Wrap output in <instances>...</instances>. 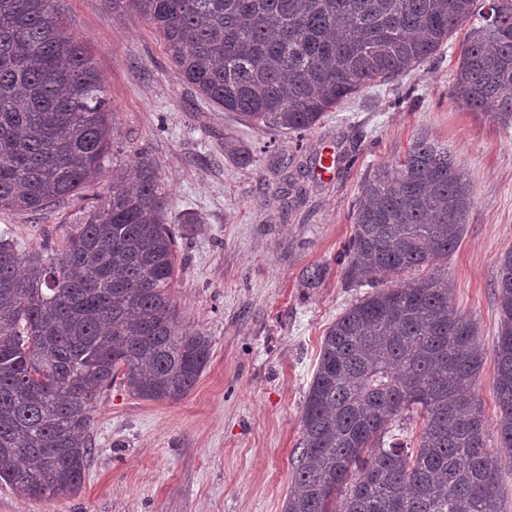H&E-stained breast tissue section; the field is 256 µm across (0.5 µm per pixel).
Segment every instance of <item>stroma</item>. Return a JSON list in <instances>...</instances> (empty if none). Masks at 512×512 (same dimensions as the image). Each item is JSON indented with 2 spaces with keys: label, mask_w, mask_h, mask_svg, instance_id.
I'll list each match as a JSON object with an SVG mask.
<instances>
[{
  "label": "stroma",
  "mask_w": 512,
  "mask_h": 512,
  "mask_svg": "<svg viewBox=\"0 0 512 512\" xmlns=\"http://www.w3.org/2000/svg\"><path fill=\"white\" fill-rule=\"evenodd\" d=\"M69 33L86 47L114 112L112 148L92 184L107 196L154 165L176 219L172 294L187 330L212 338L206 370L176 402H153L113 384L96 404L94 454L81 489L33 501L0 484V512H282L301 437L300 415L327 327L363 289L336 262L350 240L361 182L394 166L420 131L447 145L469 176L474 206L443 267L452 307L472 317L485 352L478 396L488 427L499 313L498 261L512 250V136L449 95L463 31L429 62L368 88L300 135L248 125L176 75L165 43L142 18L108 0H58ZM254 157L243 167L225 140ZM335 151L328 179L320 160ZM303 191L288 195L289 182ZM71 197L31 213L0 210V236L18 252L61 246L84 215ZM192 212L197 223L182 224ZM321 265L323 280L302 271Z\"/></svg>",
  "instance_id": "1"
}]
</instances>
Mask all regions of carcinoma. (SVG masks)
Instances as JSON below:
<instances>
[{"label":"carcinoma","mask_w":512,"mask_h":512,"mask_svg":"<svg viewBox=\"0 0 512 512\" xmlns=\"http://www.w3.org/2000/svg\"><path fill=\"white\" fill-rule=\"evenodd\" d=\"M163 38L180 80L252 125L301 133L366 88L433 58L461 27L451 96L512 130V0H111ZM112 109L57 0H0V209L38 212L97 178ZM88 207L61 248L0 238V481L32 500L80 490L94 404L119 382L175 401L212 340L171 294L177 245L164 184ZM474 204L448 147L422 133L362 183L338 258L371 291L327 328L301 412L284 512H507L476 384L484 351L450 310L436 262ZM417 272L406 285L399 276ZM497 447L512 450V251L499 260ZM422 420L416 443L403 433Z\"/></svg>","instance_id":"obj_1"}]
</instances>
